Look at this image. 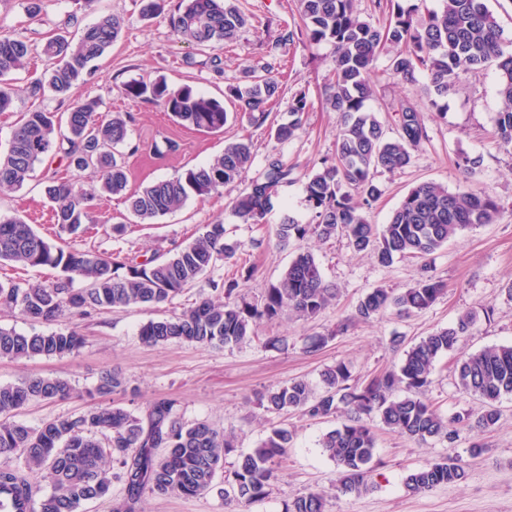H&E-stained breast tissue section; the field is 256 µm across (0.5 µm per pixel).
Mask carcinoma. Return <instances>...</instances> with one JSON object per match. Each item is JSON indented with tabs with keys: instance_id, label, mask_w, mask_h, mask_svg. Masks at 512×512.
<instances>
[{
	"instance_id": "carcinoma-1",
	"label": "carcinoma",
	"mask_w": 512,
	"mask_h": 512,
	"mask_svg": "<svg viewBox=\"0 0 512 512\" xmlns=\"http://www.w3.org/2000/svg\"><path fill=\"white\" fill-rule=\"evenodd\" d=\"M372 9L387 14L384 25L360 19L355 0H297L309 39L315 43L329 40L336 46L326 104L339 113L340 127L331 162H322L305 183L306 202L314 211L315 223L301 224L287 214L276 230L284 246L310 236L325 242L341 237L353 251L371 253L383 266L397 257L421 260L420 276L412 286L399 293L379 287L359 299L355 317L364 321L390 308L403 314L430 308L445 292V285L431 274L429 256L457 234L494 223L500 213L498 201L485 191H450L427 181L407 192L387 223H371L367 209L382 195L374 182L375 173L408 166L412 151L427 138L425 113L412 104L400 106L392 136L377 113L366 109L365 102L373 94L368 74L379 54L392 51L389 70L403 82L412 84L418 75L427 74L424 91L434 107L454 90L462 75L494 68L505 101L496 115V136L501 146L512 148V49L505 44L485 0H443L441 11L430 13L417 25L413 21L416 7H406L400 0H372ZM169 24L176 35L204 50L236 40L248 18L226 0H179ZM120 31V18L109 15L88 26L75 43L52 37L34 47L22 38L0 34V112L8 111L13 103L8 76L29 55L37 52L48 63L47 79L31 86V96L40 98L48 91L64 96L91 74ZM249 73L248 83L231 88L230 96L253 124L262 126L269 117L267 104L282 92L280 73L273 60L256 65ZM125 93L161 103L187 128L216 132L228 122L224 102L189 85L174 89L163 79L150 84L134 81L125 85ZM97 109L98 103L91 100L73 106L64 116L42 109L25 113L12 133L7 154L0 156V194L22 188L35 164L54 148L65 168L98 173L103 193L124 196L133 215L152 221L180 209L191 197L205 198L241 182L251 167L252 146L240 139L226 143L223 154L205 166L129 192L127 169L116 152L126 142L128 121L119 114L103 120ZM307 111L306 97L294 98L291 120L270 124V134L278 141L293 138ZM294 180L295 166L277 153L267 155L261 176L235 198V215L245 223H260L278 187ZM351 187L359 191L360 198L350 193ZM44 191L54 204L57 238L65 234L75 240L91 231L97 222L94 197L55 174L46 180ZM235 255L236 247L226 242L221 222L206 225L182 248L142 262L135 256L117 262L105 251L61 246L19 217H1V264L58 268L62 275L51 281H0V307L41 323L54 322L65 314L85 318L109 309L159 307L191 287L217 262L228 263ZM77 278L84 281L83 287H74ZM235 285L233 280L221 285L214 282L212 288L222 289L224 300L202 298L175 317L143 323L141 341L149 346L170 342L238 345L250 339L256 321L272 319L285 309L299 318H312L339 293L326 281L313 253L301 247L278 282L265 289L261 301L231 299ZM477 320L478 315L468 311L448 327L423 337L404 351L395 370L361 378L352 374L347 363L338 361L322 372L321 392L302 379H293L261 393L258 405L268 413L293 410L310 419H338L336 427L322 436L320 447L339 468L337 491L360 495L373 488L376 436L371 420L377 418L386 429L418 441L440 438L450 444L463 429L484 432L496 425L498 403L512 398V345L459 350ZM83 344V335L75 330L20 334L0 327L1 359L62 357ZM451 352L457 353L454 373L459 391L479 400L482 410H463L444 419L427 398V391L438 359ZM121 387L118 374L106 371L95 388L101 403L33 428L17 419L23 408L33 401L68 399L75 388L65 379L42 376L0 385V457L23 458L25 466L51 491L36 497L30 481L10 466L0 467V488L35 499L37 512H79L83 504L108 495L109 464L113 463L126 483L127 501L122 508L127 512H132L146 491L194 497L213 490L220 476L226 486L225 503L237 512H246L247 506L268 496L273 464L285 455L293 439L290 430L272 428L228 473L224 456L236 447L233 432L205 421L182 422L175 414V402L168 399L154 402L145 422L109 401ZM157 448L165 449L160 460L155 458ZM464 477L462 464L448 456L411 471L405 486L411 493H424ZM284 512H325V494L311 491L299 496L285 505Z\"/></svg>"
}]
</instances>
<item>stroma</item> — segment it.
<instances>
[{"label":"stroma","mask_w":512,"mask_h":512,"mask_svg":"<svg viewBox=\"0 0 512 512\" xmlns=\"http://www.w3.org/2000/svg\"><path fill=\"white\" fill-rule=\"evenodd\" d=\"M177 0H166L164 13L144 16L141 0H43L37 19H30L24 0H0V34L25 37L38 45L48 37L62 35L78 39L85 27L103 15H114L123 28L106 55L96 63L86 81L74 86L66 98L30 96L31 82L42 78L44 66L32 58L11 76L14 91L11 111L0 112V152L8 141L20 113L36 107L54 112L67 111L73 104L96 100L101 113H128L133 117L120 152L129 174V190H139L159 180L172 178L185 169L212 161L221 154L225 142L245 139L252 144L253 163L246 180L259 176L267 155L278 153L296 167L293 183L279 188L263 223L246 224L232 211L238 188H222L205 199L189 198L178 211L143 224L127 209L121 196L97 198V211L106 221L92 234L76 240L79 249L112 253L117 259L150 257L183 245L198 236L205 225L223 223L227 242L237 244L236 261L217 263L192 288L172 303L153 308H132L105 312L74 322L65 316L52 324L28 321L19 313L0 312V327L19 333H66L80 324L85 343L77 352L58 358L0 359V384L17 382L29 375L61 377L76 387L74 397L54 402L29 404L20 418L32 427L47 420L80 413L93 406L89 390L94 389L103 371L118 372L127 389L112 394L135 415L146 416L149 406L160 399L175 402L177 417L186 423L207 421L234 431L237 448L226 455L225 469H233L240 455L248 453L264 439L271 427L293 431L286 454L275 465L267 498L252 506L251 512H282L285 503L311 490L328 494L327 512H512V400L503 399L498 423L477 434L461 431L454 444L433 438L420 443L376 426L377 447L372 478L375 487L362 495H337L338 467L319 446L321 436L332 429L329 421L314 420L296 412L270 414L256 402L259 392L303 379L321 390V371L337 361L348 363L355 375L396 368L403 357L393 349V335L405 336L407 343L448 327L465 311L478 313L471 335L462 348L475 351L495 345L512 344V299L506 288L512 284V151L500 147L495 137V118L503 107L494 68L476 70L463 76L446 101V118H438L423 92L427 75L407 84L394 78L387 56L373 65L374 95L369 110L378 113L387 132H394V111L408 102L426 114L429 139L415 152L411 164L395 172L381 171L376 181L382 195L368 212L372 223H387L391 212L410 188L434 181L457 189L462 177L456 161L460 154L482 156L483 164L470 183L497 197L501 212L495 223L467 230L448 241L432 256L436 277L447 285L446 292L429 309L408 316L388 310L370 321L354 322L343 335H335L337 324L352 317L360 297L384 286L394 291L410 287L419 277L420 262L396 259L380 265L373 255L356 254L346 240L328 242L309 239L308 245L320 263L326 280L335 283L340 295L336 302L310 320L289 312L262 319L253 327L251 341L238 346L169 343L148 346L138 331L151 319L180 313L200 298L212 296L210 280L237 278L239 294L260 301L265 288L277 282L287 268L293 248L280 247L276 229L284 214H293L301 223H312L314 214L305 202L304 183L308 174L321 166L322 159L335 150L338 116L325 105V86L335 54L332 43L313 44L298 37L285 48L274 43L283 29H298L301 21L296 0H233L249 18V23L232 43L201 51L181 40L170 29L166 11ZM276 53L287 79L280 97L270 105V119L283 122L295 96L305 95L309 110L302 129L290 141L271 137L267 127L254 125L247 113L229 118L224 129L206 133L174 123L160 103L132 98L124 87L130 81L147 83L163 79L174 87L188 85L208 96L224 99L229 87L243 84L246 71L269 53ZM224 61L223 74L207 66L209 54ZM176 141V152H156L165 139ZM57 163L36 164L33 177L20 190L0 196V216L22 217L42 236H51L54 223L52 204L43 186ZM122 224L124 235L113 234ZM493 306L492 318H483L486 306ZM328 336L325 348L316 355L304 353L309 337ZM278 336V347L266 346L267 338ZM428 397L438 413L448 417L457 411L478 410V400L461 395L455 386L450 357H442L432 375ZM482 442L479 456H471L472 442ZM462 460L466 477L423 494L405 487L407 474L445 456ZM133 512H225L224 497L212 490L197 497L144 494Z\"/></svg>","instance_id":"35a3bbf8"}]
</instances>
